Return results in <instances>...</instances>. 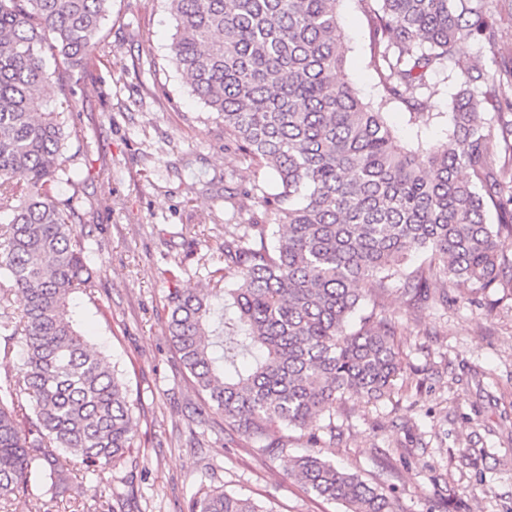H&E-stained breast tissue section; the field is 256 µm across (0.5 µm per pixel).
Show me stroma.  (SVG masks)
Returning <instances> with one entry per match:
<instances>
[{"instance_id":"stroma-1","label":"stroma","mask_w":512,"mask_h":512,"mask_svg":"<svg viewBox=\"0 0 512 512\" xmlns=\"http://www.w3.org/2000/svg\"><path fill=\"white\" fill-rule=\"evenodd\" d=\"M345 75L363 101L381 102L362 0H341ZM175 21L166 0H112L96 58L70 77L71 96L49 84V108L66 113L74 184L55 194L78 201L79 230L92 251L93 296L73 294L77 327L109 356L132 407L135 465L85 492L86 512L111 494L115 512H186L199 485L234 492L274 512H345L288 473L310 451L306 432L287 431L286 456H259L231 437L172 347L170 275L190 291L209 289L224 265V227L247 222L241 192L248 161L224 147V123L195 98L171 64ZM459 72L432 75L429 121L411 123L404 104H386L399 136L431 139L445 128ZM441 283L409 301L396 283L374 289L361 314L379 308L395 324L404 372L391 395L355 396L336 414L322 456L378 485L400 512H512V288L484 294Z\"/></svg>"}]
</instances>
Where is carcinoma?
I'll list each match as a JSON object with an SVG mask.
<instances>
[{
  "label": "carcinoma",
  "mask_w": 512,
  "mask_h": 512,
  "mask_svg": "<svg viewBox=\"0 0 512 512\" xmlns=\"http://www.w3.org/2000/svg\"><path fill=\"white\" fill-rule=\"evenodd\" d=\"M111 0H0V337L22 365L0 383V502L30 500L31 478L51 499L72 472L99 479L134 448L127 389L108 357L80 334L70 295L94 288L63 157L71 136L47 108L51 55L66 71L98 49ZM171 59L191 92L224 120V146L257 169L244 194L260 214L234 224L222 294L173 285L170 340L203 395L204 409L254 452L287 449L283 431L336 437V408L352 395L378 400L402 376L395 330L376 311L351 319L370 282L393 278L416 298L431 279L482 290L503 281L500 240L512 238V63L486 68L463 49L495 41V0H362L384 102L416 110L429 75L460 70L443 136L401 143L382 107L343 77L340 0H168ZM492 104L496 112L485 111ZM496 223L489 222L490 214ZM282 227L268 243V223ZM421 252L428 264L404 269ZM12 292L23 308L7 311ZM289 470L347 512H399L395 498L313 451ZM188 512H273L249 498L200 488Z\"/></svg>",
  "instance_id": "carcinoma-1"
}]
</instances>
